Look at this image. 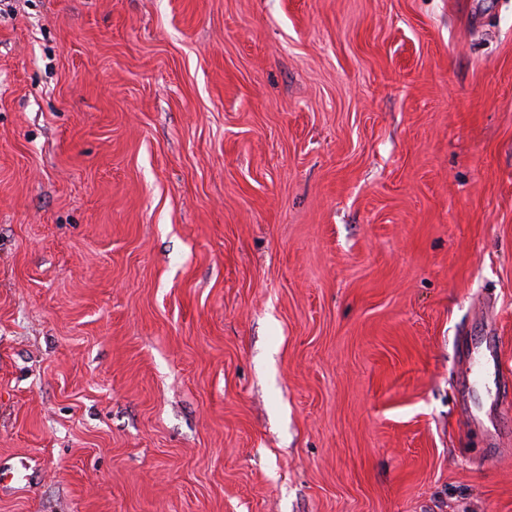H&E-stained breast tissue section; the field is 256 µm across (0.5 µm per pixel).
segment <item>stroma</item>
Here are the masks:
<instances>
[{"mask_svg":"<svg viewBox=\"0 0 512 512\" xmlns=\"http://www.w3.org/2000/svg\"><path fill=\"white\" fill-rule=\"evenodd\" d=\"M504 371L512 0H0V512H512Z\"/></svg>","mask_w":512,"mask_h":512,"instance_id":"1","label":"stroma"}]
</instances>
